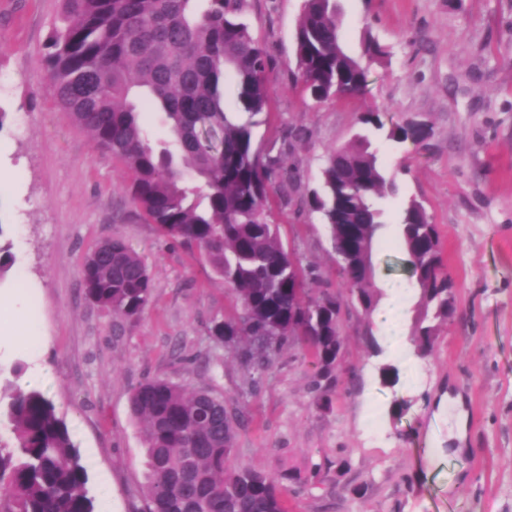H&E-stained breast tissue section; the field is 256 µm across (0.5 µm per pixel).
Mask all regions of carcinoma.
<instances>
[{"instance_id": "cac0c4a2", "label": "carcinoma", "mask_w": 512, "mask_h": 512, "mask_svg": "<svg viewBox=\"0 0 512 512\" xmlns=\"http://www.w3.org/2000/svg\"><path fill=\"white\" fill-rule=\"evenodd\" d=\"M249 0H64L63 25L53 28L45 66L58 103L123 169L122 186L159 233L200 256L235 296L239 309L210 335L232 349L251 384L272 356L298 344L313 360L314 403L331 406L343 385L341 309L351 298L376 307L372 264L361 242L374 245L384 226L379 200L396 194L387 171L360 136L332 148L306 206L326 225L346 292L303 287L278 225L269 221L273 185L290 179L279 157L254 142L255 117L268 106L269 60L247 20ZM333 0H303L294 36L296 80L316 101L366 91L371 66L387 49L367 32L361 55L350 54ZM236 91L235 106L224 83ZM162 114L166 138L151 140L140 113ZM367 112L361 123L397 146H422L424 122L386 123ZM405 264L419 289V317L410 337L425 357L437 341L434 321L456 311L437 225L410 199L398 223ZM87 296L124 319L150 302L153 282L141 258L120 238L84 257ZM144 427L143 512H288L286 489L264 472L233 463L238 419L224 399L189 391L165 378L147 380L130 397ZM0 512H94L87 468L64 420L39 390L0 389Z\"/></svg>"}]
</instances>
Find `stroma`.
I'll use <instances>...</instances> for the list:
<instances>
[{
    "label": "stroma",
    "mask_w": 512,
    "mask_h": 512,
    "mask_svg": "<svg viewBox=\"0 0 512 512\" xmlns=\"http://www.w3.org/2000/svg\"><path fill=\"white\" fill-rule=\"evenodd\" d=\"M303 0H250L249 20L270 66L269 106L255 141L295 174L271 197V220L318 288L341 290L319 214L304 201L327 152L363 132V113L432 128L424 146L372 137L397 174L382 203L387 225L373 254L376 288L408 290L404 336L416 324L419 290L405 268L395 226L412 198L436 224L456 289L457 312L438 325L431 355L414 357V385L383 387L373 318L341 312L348 393L318 409L313 369L299 347L283 351L257 386L209 335L237 310L233 294L199 255L161 238L121 186L122 167L51 96L47 40L63 0H0V241L10 244L7 284L26 277L39 339L27 353L0 346V368L21 364L55 405L87 468L95 500L142 512L143 427L129 397L161 377L223 398L240 417L236 458L307 485L289 512H512V0H340L344 41L362 52L371 30L390 52L364 94L339 102L305 98L292 79ZM122 238L143 260L153 296L134 320L112 316L82 287L83 256ZM410 403L391 417L394 399ZM464 413L465 444L450 438Z\"/></svg>",
    "instance_id": "stroma-1"
}]
</instances>
